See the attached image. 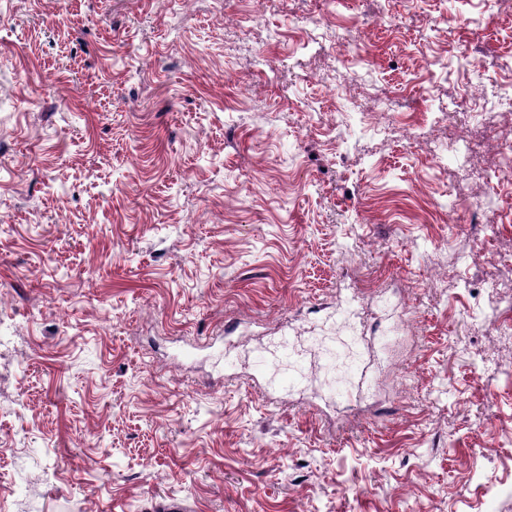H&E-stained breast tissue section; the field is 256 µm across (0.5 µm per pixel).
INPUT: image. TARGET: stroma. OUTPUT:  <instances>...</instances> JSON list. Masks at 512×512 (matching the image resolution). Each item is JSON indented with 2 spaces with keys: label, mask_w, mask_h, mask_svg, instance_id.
<instances>
[{
  "label": "stroma",
  "mask_w": 512,
  "mask_h": 512,
  "mask_svg": "<svg viewBox=\"0 0 512 512\" xmlns=\"http://www.w3.org/2000/svg\"><path fill=\"white\" fill-rule=\"evenodd\" d=\"M510 83L512 0H0V505L512 512Z\"/></svg>",
  "instance_id": "stroma-1"
}]
</instances>
